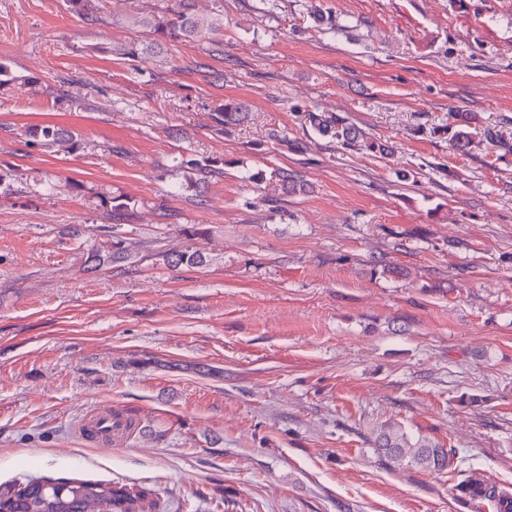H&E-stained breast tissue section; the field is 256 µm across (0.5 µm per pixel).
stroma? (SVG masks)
I'll use <instances>...</instances> for the list:
<instances>
[{"label":"stroma","mask_w":512,"mask_h":512,"mask_svg":"<svg viewBox=\"0 0 512 512\" xmlns=\"http://www.w3.org/2000/svg\"><path fill=\"white\" fill-rule=\"evenodd\" d=\"M172 2L98 0L88 24L0 0V62L40 79L0 87V492L474 512L447 475L381 464L399 425L512 493V0H197L222 29L120 55L144 38L129 17ZM227 100L249 112L229 129ZM47 124L73 145L34 144ZM189 159L223 173L189 187ZM116 238L130 258L108 260ZM188 249L201 263L168 265ZM110 405L139 422L120 447L78 431ZM307 120L314 131L323 137L336 139L346 148L366 150L371 153H384L386 146L376 140H368L365 135L346 117L308 112Z\"/></svg>","instance_id":"stroma-1"}]
</instances>
